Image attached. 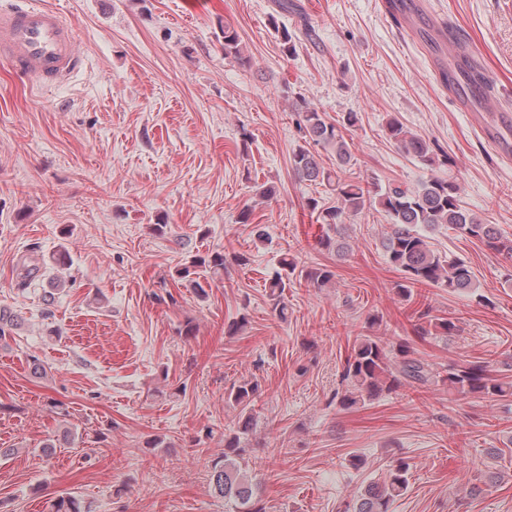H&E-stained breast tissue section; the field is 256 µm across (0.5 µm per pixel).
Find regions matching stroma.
Wrapping results in <instances>:
<instances>
[{"instance_id":"obj_1","label":"stroma","mask_w":512,"mask_h":512,"mask_svg":"<svg viewBox=\"0 0 512 512\" xmlns=\"http://www.w3.org/2000/svg\"><path fill=\"white\" fill-rule=\"evenodd\" d=\"M38 3L73 25L85 64L45 91L0 62V306L22 318L0 341V512H50L62 495L90 512H231L210 477L241 418L225 392L244 380L259 384L244 459L267 512H339L397 458L410 465L409 485L390 512H512L511 477L470 491L496 467L489 449L512 442V397L433 382L348 410L336 398L358 337L409 336L426 306L457 331L417 343L420 357L443 374L485 361L511 380L512 265L444 227L431 247L469 265L473 288L418 286L403 298L382 248L387 214L366 207L346 219L343 253L320 248L322 226L305 202L335 199L290 164L304 143L297 98L333 120L355 112L359 123L344 133L352 173L410 187L453 176L464 207L512 234V162L442 83L456 62L427 18L399 21L380 0H288L284 11L277 0ZM429 5L482 54L493 90L479 107L497 126L501 111L512 113V0ZM226 23L251 66L225 57ZM279 25L296 36L293 54ZM392 118L450 165L433 172L397 149L386 135ZM268 184L277 194L266 201ZM62 251L70 265L54 263ZM217 251L224 272L199 268L202 290L178 278L193 257ZM32 253L41 275L21 292L17 270ZM239 253L247 265L234 262ZM284 253L334 278L319 291L291 285L282 318L266 281ZM52 285L47 318L40 298ZM163 289L172 300H157ZM240 318L243 329L225 335ZM36 361L43 374H33Z\"/></svg>"}]
</instances>
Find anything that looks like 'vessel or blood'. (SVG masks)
I'll return each mask as SVG.
<instances>
[{"mask_svg": "<svg viewBox=\"0 0 512 512\" xmlns=\"http://www.w3.org/2000/svg\"><path fill=\"white\" fill-rule=\"evenodd\" d=\"M0 58L44 88L64 84L83 62L71 23L35 0L0 5Z\"/></svg>", "mask_w": 512, "mask_h": 512, "instance_id": "b4317fda", "label": "vessel or blood"}]
</instances>
